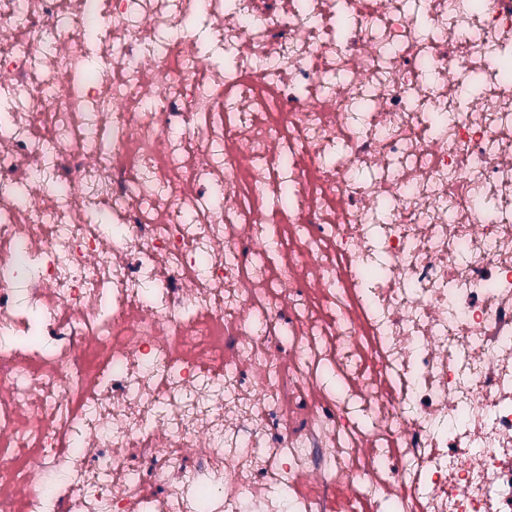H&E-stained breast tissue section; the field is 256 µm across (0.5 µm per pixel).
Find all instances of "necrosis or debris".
Here are the masks:
<instances>
[{"mask_svg": "<svg viewBox=\"0 0 512 512\" xmlns=\"http://www.w3.org/2000/svg\"><path fill=\"white\" fill-rule=\"evenodd\" d=\"M282 492L512 512V0H0V512Z\"/></svg>", "mask_w": 512, "mask_h": 512, "instance_id": "necrosis-or-debris-1", "label": "necrosis or debris"}]
</instances>
